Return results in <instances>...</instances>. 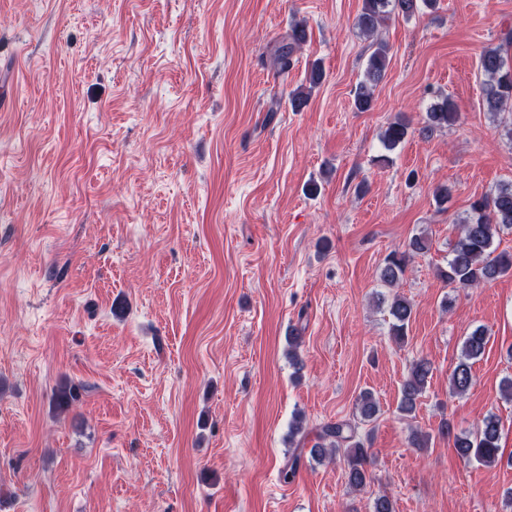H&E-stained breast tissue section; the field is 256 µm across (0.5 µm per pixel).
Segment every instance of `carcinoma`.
I'll return each instance as SVG.
<instances>
[{
	"instance_id": "carcinoma-1",
	"label": "carcinoma",
	"mask_w": 512,
	"mask_h": 512,
	"mask_svg": "<svg viewBox=\"0 0 512 512\" xmlns=\"http://www.w3.org/2000/svg\"><path fill=\"white\" fill-rule=\"evenodd\" d=\"M437 0H364L363 11L357 19L360 31L375 39L364 77L354 91V106L359 112L371 109L374 88L384 77L387 60L386 45L376 39L380 27L390 13H399L405 18L412 17L419 7L433 8ZM306 40L304 26L295 25L288 33V42L275 51L274 62L286 72L290 67V57L295 47ZM480 70L485 76L484 100L487 111L494 114L512 112V29L503 31L500 43L484 49L479 60ZM458 120L453 104L446 99L434 103L427 112V125L424 131L431 133L447 128ZM408 123L398 118L388 124L382 141L386 149L393 150L404 142L408 135ZM460 233L453 245L451 258L446 268L438 270L439 277L455 289L474 288L512 273V253L499 252L494 243L500 233L512 230V182L498 187L490 194L471 202L466 216L460 221ZM428 239L415 236L402 253H391L380 269V280L390 287L396 286L404 276L407 258L411 253H422L428 249ZM391 335L402 344L412 316V304L400 294L393 296L389 304ZM488 343L487 332L482 328L472 331L462 345V359L450 376L452 393L464 394L472 383V361L480 358ZM432 373L431 363L419 359L412 363L407 377L401 386L400 412L412 416L417 407L428 378ZM361 414L367 421L376 418L379 405L370 392L360 395ZM501 426L498 417L490 414L484 418L481 428L474 437L454 436L457 454L466 460L474 459L483 465L498 460L501 447ZM343 453L348 467L349 481L354 487L366 483L365 443L357 435L356 427L349 421L341 420L323 425L316 432V442L310 448L313 459H322L327 454Z\"/></svg>"
}]
</instances>
